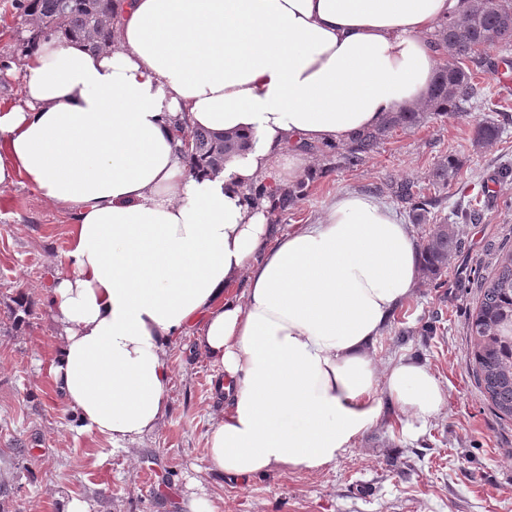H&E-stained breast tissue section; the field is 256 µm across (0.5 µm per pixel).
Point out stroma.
Instances as JSON below:
<instances>
[{
    "label": "stroma",
    "mask_w": 512,
    "mask_h": 512,
    "mask_svg": "<svg viewBox=\"0 0 512 512\" xmlns=\"http://www.w3.org/2000/svg\"><path fill=\"white\" fill-rule=\"evenodd\" d=\"M22 36L11 0H0L1 101L20 99ZM480 82L482 97L466 117L396 129L356 169L331 171L312 155L320 175L278 218L284 231L312 224L337 193L371 196L390 181L443 195L438 216L481 213L478 223L460 224L444 287L419 283L375 345L380 364L402 356L425 362L446 389L444 411L414 436L397 413L384 411L344 458L314 474L277 471L240 483L208 471L206 431L222 401L213 368L187 339L170 353V412L154 433L123 450L72 424L42 377L56 339L38 304L66 260L69 218L26 183L0 187V479L19 488L10 512H59L70 497L90 512H181L191 494L215 512H512V422L494 415L475 381L468 331L496 254L512 249V87L491 73ZM485 119L504 122L505 130L477 149L473 126ZM448 154L463 168L444 189L431 174ZM21 299L30 314L15 324L9 314ZM20 441L30 450L23 461L14 451Z\"/></svg>",
    "instance_id": "1"
}]
</instances>
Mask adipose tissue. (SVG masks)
Segmentation results:
<instances>
[{
    "mask_svg": "<svg viewBox=\"0 0 512 512\" xmlns=\"http://www.w3.org/2000/svg\"><path fill=\"white\" fill-rule=\"evenodd\" d=\"M465 0H114L111 51L40 37L22 99L0 106V186L23 180L71 221L41 304L58 343L42 375L86 429L137 442L165 418L182 336L225 406L211 472L312 474L392 408L426 426L446 390L413 357L378 370L379 336L417 286L396 210L345 192L276 234L277 190L313 173L307 145L346 144L423 107L431 41ZM247 136L221 174L190 172L176 127ZM242 295H230L238 282Z\"/></svg>",
    "mask_w": 512,
    "mask_h": 512,
    "instance_id": "obj_1",
    "label": "adipose tissue"
}]
</instances>
